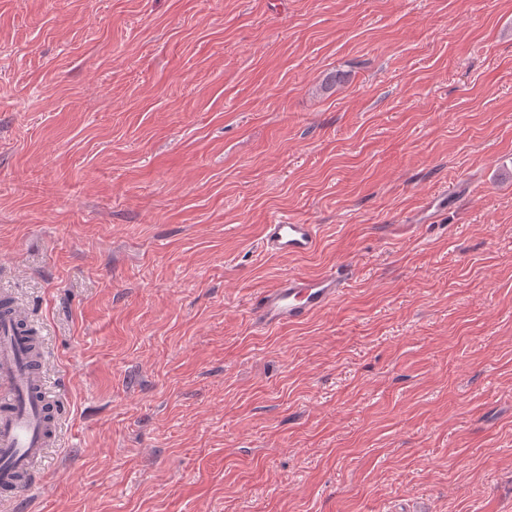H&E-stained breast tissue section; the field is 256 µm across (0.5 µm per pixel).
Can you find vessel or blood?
Returning a JSON list of instances; mask_svg holds the SVG:
<instances>
[{"instance_id": "b4317fda", "label": "vessel or blood", "mask_w": 512, "mask_h": 512, "mask_svg": "<svg viewBox=\"0 0 512 512\" xmlns=\"http://www.w3.org/2000/svg\"><path fill=\"white\" fill-rule=\"evenodd\" d=\"M268 250L305 255L316 247L314 225L281 222L265 227ZM348 270L339 268L315 278L286 276L277 288L261 293L251 310L255 322L274 328L306 320L335 302ZM27 318L21 307L0 319V496L10 497L30 486L45 457L47 425L57 411L55 395L44 386L41 368L33 367L30 344L20 336Z\"/></svg>"}]
</instances>
